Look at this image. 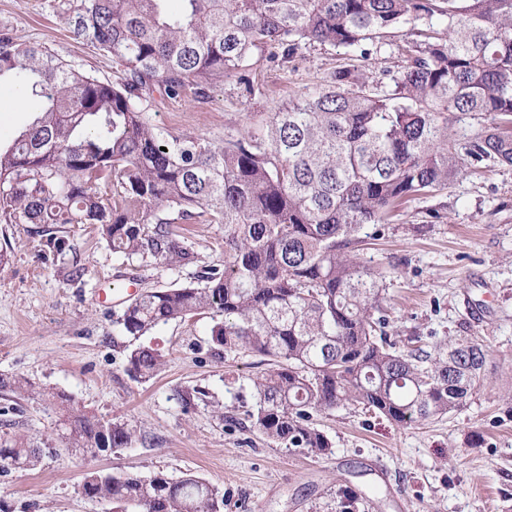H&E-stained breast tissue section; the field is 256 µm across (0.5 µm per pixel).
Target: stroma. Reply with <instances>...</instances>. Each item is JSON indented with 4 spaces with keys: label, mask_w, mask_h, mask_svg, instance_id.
<instances>
[{
    "label": "stroma",
    "mask_w": 512,
    "mask_h": 512,
    "mask_svg": "<svg viewBox=\"0 0 512 512\" xmlns=\"http://www.w3.org/2000/svg\"><path fill=\"white\" fill-rule=\"evenodd\" d=\"M69 0H0V29L46 46L100 78L120 80L112 57L74 41ZM357 52L311 44L284 57L271 45L236 74L155 99L149 112L171 134L214 141L261 128L270 113L328 84L337 68L360 65ZM33 115L9 83L0 84V141ZM69 252L35 245L31 224H1L0 374L61 392L75 406L135 431L130 445L94 463L45 456L33 471L0 473L6 512H115L79 485L87 468L144 476L191 472L224 491V512H337L336 491L366 495L359 512H512V166L467 173L447 188L411 198L380 239L362 251L386 282L390 332L426 344L475 336L487 352V384L461 410L399 426L351 406L315 415L333 451L313 456L280 447L246 420L254 380L271 369L253 354L215 357L209 316L176 320L141 337L164 364L146 382L128 371V337L115 320L132 292L193 281L195 267L170 270L128 263L88 228L50 225ZM80 278H71L73 267ZM57 415L39 397L0 391V436L24 435L54 449Z\"/></svg>",
    "instance_id": "obj_1"
}]
</instances>
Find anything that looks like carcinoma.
<instances>
[{"instance_id":"obj_1","label":"carcinoma","mask_w":512,"mask_h":512,"mask_svg":"<svg viewBox=\"0 0 512 512\" xmlns=\"http://www.w3.org/2000/svg\"><path fill=\"white\" fill-rule=\"evenodd\" d=\"M80 0L73 39L109 54L114 83L0 30V80H12L36 113L0 146V221L93 227L131 262L177 268L200 257L184 225H224V263L195 280L145 291L115 321L138 339L172 320L207 314L213 352L272 357L254 382L252 426L279 446L331 453L312 422L317 412L354 406L399 425L459 410L486 384L487 350L474 336L429 350L397 348L387 336L385 288L394 268L359 256L392 209L444 189L490 163L512 165V0ZM411 31L380 91L365 69L340 68L326 86L270 113L259 131L221 142L173 135L155 125L154 93L177 98L224 78L269 42L288 54L312 44L358 49ZM489 121L461 143L448 115ZM137 381L157 375L162 355L130 349ZM0 389L32 392L22 377ZM63 411L65 451L91 462L125 448L133 430L73 408ZM43 449L0 438V473L33 470ZM90 499L131 512H221L224 492L192 473L174 479L97 469L84 473ZM340 512L363 495L337 491Z\"/></svg>"}]
</instances>
